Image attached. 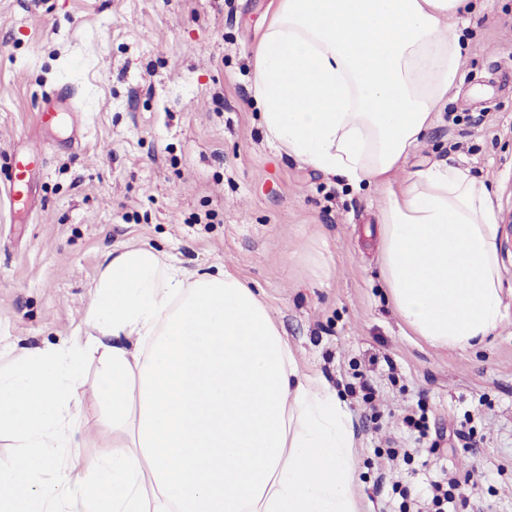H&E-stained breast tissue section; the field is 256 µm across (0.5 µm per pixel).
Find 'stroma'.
<instances>
[{"mask_svg": "<svg viewBox=\"0 0 512 512\" xmlns=\"http://www.w3.org/2000/svg\"><path fill=\"white\" fill-rule=\"evenodd\" d=\"M269 4L0 0V171L20 139L44 149L34 212L0 194V372L23 348L83 333L112 251L147 244L257 288L300 370L325 377L351 416L364 512H399L393 484L420 491L447 473L467 480L475 512H512V314L465 353L402 324L379 261L381 187L286 155L260 124L253 53ZM468 35L463 81L405 168L455 161L487 184L512 303V0H488ZM65 85L76 111L42 127ZM84 379L86 454L102 456L97 356ZM418 410L420 443L404 422ZM462 426L479 448L453 437Z\"/></svg>", "mask_w": 512, "mask_h": 512, "instance_id": "1", "label": "stroma"}]
</instances>
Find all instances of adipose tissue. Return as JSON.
I'll list each match as a JSON object with an SVG mask.
<instances>
[{"label":"adipose tissue","mask_w":512,"mask_h":512,"mask_svg":"<svg viewBox=\"0 0 512 512\" xmlns=\"http://www.w3.org/2000/svg\"><path fill=\"white\" fill-rule=\"evenodd\" d=\"M471 0H272L253 95L286 155L382 187L381 272L394 309L436 348L502 323L492 196L468 168L405 171L462 72ZM85 335L0 374V512H360L352 420L298 369L255 289L191 273L151 246L113 255ZM97 355L112 431L84 456L83 362Z\"/></svg>","instance_id":"ef3b65f1"}]
</instances>
